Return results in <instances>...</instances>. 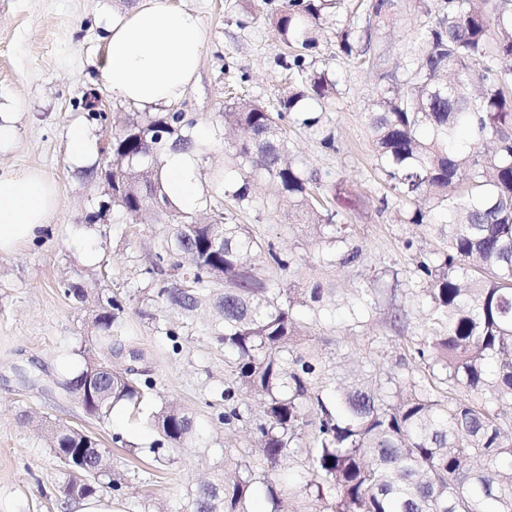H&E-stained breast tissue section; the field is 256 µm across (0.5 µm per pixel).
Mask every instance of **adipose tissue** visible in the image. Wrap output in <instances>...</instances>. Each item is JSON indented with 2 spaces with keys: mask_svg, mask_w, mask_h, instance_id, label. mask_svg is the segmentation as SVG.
<instances>
[{
  "mask_svg": "<svg viewBox=\"0 0 512 512\" xmlns=\"http://www.w3.org/2000/svg\"><path fill=\"white\" fill-rule=\"evenodd\" d=\"M206 48L198 13L171 0H137L106 26L103 86L141 107L172 104L193 84ZM164 187L175 204L193 210L205 192L191 151L165 157ZM57 184L39 170L0 169V252L39 238L57 207Z\"/></svg>",
  "mask_w": 512,
  "mask_h": 512,
  "instance_id": "obj_1",
  "label": "adipose tissue"
}]
</instances>
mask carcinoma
Instances as JSON below:
<instances>
[{"mask_svg": "<svg viewBox=\"0 0 512 512\" xmlns=\"http://www.w3.org/2000/svg\"><path fill=\"white\" fill-rule=\"evenodd\" d=\"M429 21L397 64L402 80L380 94L368 112L378 169L395 198L410 205L412 224H434L448 250L421 261L425 287L414 294L426 307L430 335L410 342L402 375L375 369L331 378L320 359L296 349L303 324L296 307L320 306L322 289L304 299L273 288L250 257L279 268L288 260L239 222L253 202L251 178L260 172L293 202L314 236L344 239L338 213L314 197L316 181L295 164L279 124L322 107L336 82L308 70L319 47V20L328 0H288L277 17L280 40L295 47L288 70L294 84L272 111L238 97L224 106V128L245 135L227 142L237 177L221 170L197 207L174 205L162 183L163 154L191 150L204 160L214 131L202 139L196 122L175 109L117 120L101 154L112 158V201L137 224H160L144 268L143 302L161 335L177 343L188 328L224 348L231 381L224 387L230 426L251 423L254 442L271 464L302 467L299 487L330 512H512V0H419ZM371 25L336 26L347 57L367 53ZM66 298L93 306L87 333L92 349L112 351L123 306L117 297L64 280ZM102 383L82 395L84 368L57 385L85 414L103 423L117 406L137 410L155 386L148 372L103 364ZM259 400L251 419L239 394ZM155 459L197 440L193 418L171 404L153 414ZM47 444L56 457L98 447L96 436L58 421ZM266 486L270 512H285L268 476L243 455L225 459L224 472L200 485L183 512H248L257 484ZM118 490L94 468L77 478L62 470L65 505Z\"/></svg>", "mask_w": 512, "mask_h": 512, "instance_id": "cac0c4a2", "label": "carcinoma"}]
</instances>
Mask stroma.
I'll use <instances>...</instances> for the list:
<instances>
[{
    "label": "stroma",
    "mask_w": 512,
    "mask_h": 512,
    "mask_svg": "<svg viewBox=\"0 0 512 512\" xmlns=\"http://www.w3.org/2000/svg\"><path fill=\"white\" fill-rule=\"evenodd\" d=\"M133 0H0V110L13 128L0 146L1 169H39L59 185V202L42 241L0 253V512H70L59 501L61 467L42 431L20 420L60 419L96 435L112 458L118 491L109 497L120 512H178L199 480L224 470L225 452L250 450V427L224 425L220 397L230 379L224 351L208 337L187 331L179 348L158 336L143 317L140 275L154 228L110 213L106 223L84 231L80 223L103 194L101 184L85 179L69 156L72 128H84L91 154L112 138L113 124L88 121L80 101L95 91L107 113H127L132 104L107 92L99 78L105 26L113 13ZM200 12L208 49L198 78L177 109L194 118L198 132L222 125L224 88L241 82L246 94L276 105L288 89L283 53L273 20L288 0H172ZM371 0H341L321 20L320 47L311 70L338 79L336 103L308 128L287 119L285 128L296 161L317 177L318 192L331 198L344 243L329 245L305 226L286 221L289 206L262 176L254 178L250 211L240 214L252 234L275 245L288 259L280 270L256 261L257 274L279 287L320 285L329 314L309 307L300 315L308 333L300 342L325 363L329 374L347 375L365 366L400 375L406 343L429 335L431 325L413 297L421 260L446 248L438 232L404 221L396 199H385L366 115L391 75L410 38L426 21L418 0H395L384 21L371 27L366 55L345 57L336 50L337 21L362 20ZM333 135L334 148L322 139ZM356 263H343L349 251ZM81 279L100 292L120 296L123 311L116 336L125 349L139 351L140 367L156 382L140 414L114 409L98 422L60 396L55 386L83 362L90 311L62 293L64 279ZM368 292L372 307L361 319L348 313L357 289ZM176 403L193 413L198 440L168 459L155 460L147 449L156 433L151 413ZM121 444H114L113 435Z\"/></svg>",
    "instance_id": "1"
}]
</instances>
